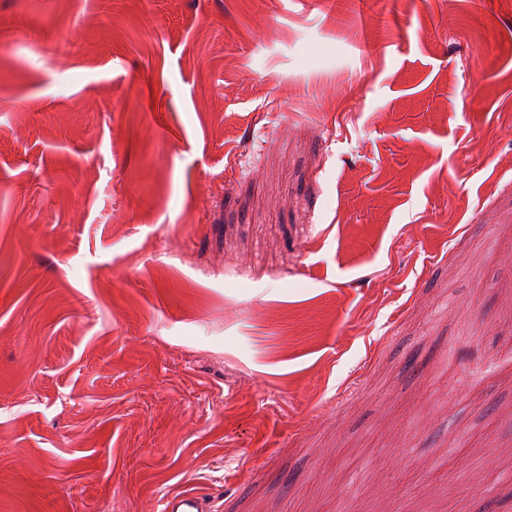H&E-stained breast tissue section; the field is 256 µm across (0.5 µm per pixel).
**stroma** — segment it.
<instances>
[{"label":"stroma","mask_w":512,"mask_h":512,"mask_svg":"<svg viewBox=\"0 0 512 512\" xmlns=\"http://www.w3.org/2000/svg\"><path fill=\"white\" fill-rule=\"evenodd\" d=\"M512 512V0H0V512ZM162 512H207L209 500L198 492H181L166 496L162 503Z\"/></svg>","instance_id":"1"}]
</instances>
